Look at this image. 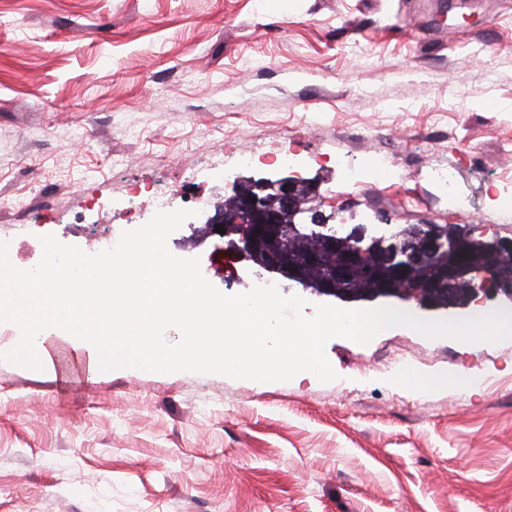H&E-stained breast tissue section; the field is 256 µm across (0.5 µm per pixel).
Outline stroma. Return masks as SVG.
Returning a JSON list of instances; mask_svg holds the SVG:
<instances>
[{
	"instance_id": "stroma-1",
	"label": "stroma",
	"mask_w": 512,
	"mask_h": 512,
	"mask_svg": "<svg viewBox=\"0 0 512 512\" xmlns=\"http://www.w3.org/2000/svg\"><path fill=\"white\" fill-rule=\"evenodd\" d=\"M0 0V242L84 251L147 223L152 188L223 201L291 148L331 223L459 224L512 240V0ZM256 163L215 173L225 157ZM368 169L350 186L336 165ZM447 168L469 205L434 183ZM181 226L170 252L221 293L254 271ZM0 358V512H512V340L408 327L325 353L338 380L90 371L49 332ZM472 371L414 395L379 363Z\"/></svg>"
}]
</instances>
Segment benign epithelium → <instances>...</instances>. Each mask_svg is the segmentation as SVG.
I'll return each instance as SVG.
<instances>
[{
	"label": "benign epithelium",
	"mask_w": 512,
	"mask_h": 512,
	"mask_svg": "<svg viewBox=\"0 0 512 512\" xmlns=\"http://www.w3.org/2000/svg\"><path fill=\"white\" fill-rule=\"evenodd\" d=\"M304 184L316 191L318 183L304 179L285 167L267 176L250 180V192L239 199L230 209H215L207 215L210 234L215 226L225 230L220 235L225 249L233 252L240 261L253 265L254 257L264 254V262L257 268V274L273 282H286L297 288L308 289L306 267L323 266L324 256L336 250H343L346 234H351L357 243L353 248L343 250L336 267L329 269L319 280L311 293L343 303H373L376 301H413L425 310L465 309L481 299L501 298L512 302V280L499 275L503 262L512 258V242L501 239H486L474 236L467 230L454 235L448 234V227L429 224L418 241L401 238L388 227L368 229L354 227L344 232L334 224L320 221L301 223L297 217L304 214L295 197L299 185ZM256 201H251V198ZM290 214L291 223L283 222L284 214ZM285 235H307L321 242V249L311 254L302 264H288L280 254L267 244ZM480 251L479 265L470 260L474 251ZM451 262H446L448 255ZM368 263L382 271L380 286L365 292L339 288L351 270ZM432 266L436 275L431 278H417L416 269ZM470 287L467 299L455 294L458 285Z\"/></svg>",
	"instance_id": "1"
}]
</instances>
